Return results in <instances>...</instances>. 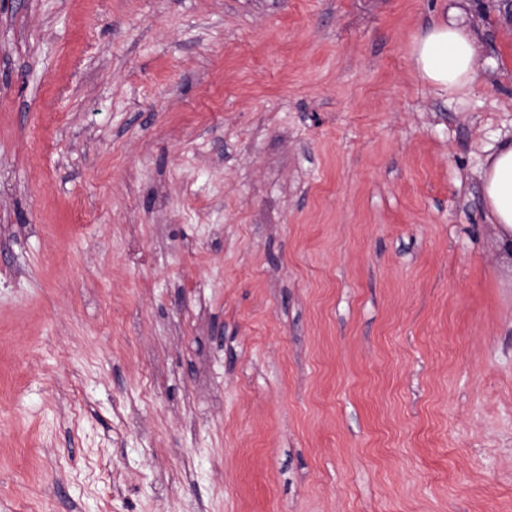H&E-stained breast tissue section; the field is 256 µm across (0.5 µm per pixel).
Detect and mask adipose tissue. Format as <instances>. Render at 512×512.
Returning <instances> with one entry per match:
<instances>
[{
    "mask_svg": "<svg viewBox=\"0 0 512 512\" xmlns=\"http://www.w3.org/2000/svg\"><path fill=\"white\" fill-rule=\"evenodd\" d=\"M476 52L469 33L455 20L435 24L413 47L420 75L450 90L472 82ZM482 188L491 222L512 232V141L502 143L487 157Z\"/></svg>",
    "mask_w": 512,
    "mask_h": 512,
    "instance_id": "ef3b65f1",
    "label": "adipose tissue"
}]
</instances>
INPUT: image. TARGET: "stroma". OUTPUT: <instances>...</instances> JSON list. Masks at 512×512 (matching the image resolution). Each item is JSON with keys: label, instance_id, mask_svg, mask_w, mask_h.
<instances>
[{"label": "stroma", "instance_id": "obj_1", "mask_svg": "<svg viewBox=\"0 0 512 512\" xmlns=\"http://www.w3.org/2000/svg\"><path fill=\"white\" fill-rule=\"evenodd\" d=\"M503 138L496 0H0V512H512ZM476 52L474 41L457 20L435 24L413 47L420 75L448 91L472 82ZM482 188L491 223L503 224L512 232V140L487 157Z\"/></svg>", "mask_w": 512, "mask_h": 512}]
</instances>
